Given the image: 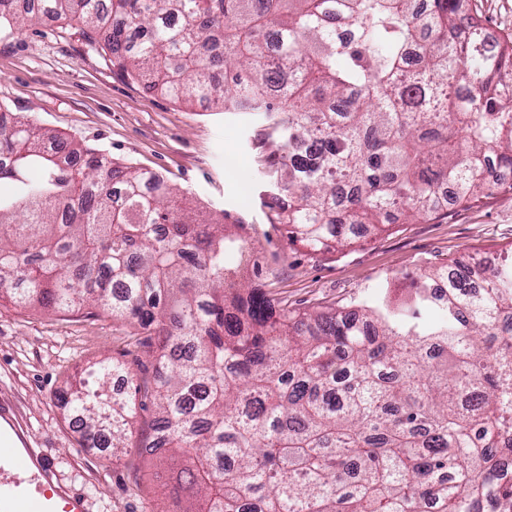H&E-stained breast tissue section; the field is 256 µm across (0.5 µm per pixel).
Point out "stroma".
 Listing matches in <instances>:
<instances>
[{
	"instance_id": "1",
	"label": "stroma",
	"mask_w": 512,
	"mask_h": 512,
	"mask_svg": "<svg viewBox=\"0 0 512 512\" xmlns=\"http://www.w3.org/2000/svg\"><path fill=\"white\" fill-rule=\"evenodd\" d=\"M466 12L493 37H512V0H465ZM0 105L32 114L51 133L162 174L189 207L237 231L253 247L269 294L293 308L337 305L374 294L405 272L512 248V190L441 219L395 222L350 247L313 255L271 223L257 169L270 150L265 122L247 113L181 104L124 76L108 53L86 50L76 25L45 21L0 38ZM143 334L107 316L52 313L0 304V397L15 401L39 452L89 512H163L168 490L146 454L153 410L139 412L124 453L87 447L60 395L88 364L105 357L141 362L152 377Z\"/></svg>"
}]
</instances>
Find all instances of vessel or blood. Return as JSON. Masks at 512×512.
I'll return each mask as SVG.
<instances>
[{"label":"vessel or blood","mask_w":512,"mask_h":512,"mask_svg":"<svg viewBox=\"0 0 512 512\" xmlns=\"http://www.w3.org/2000/svg\"><path fill=\"white\" fill-rule=\"evenodd\" d=\"M56 479L54 464L31 448L14 408L0 400V512H89L85 497Z\"/></svg>","instance_id":"obj_1"}]
</instances>
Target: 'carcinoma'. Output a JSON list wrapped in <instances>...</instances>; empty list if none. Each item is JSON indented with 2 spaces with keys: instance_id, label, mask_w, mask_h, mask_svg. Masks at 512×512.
Segmentation results:
<instances>
[{
  "instance_id": "1",
  "label": "carcinoma",
  "mask_w": 512,
  "mask_h": 512,
  "mask_svg": "<svg viewBox=\"0 0 512 512\" xmlns=\"http://www.w3.org/2000/svg\"><path fill=\"white\" fill-rule=\"evenodd\" d=\"M47 18L148 90L263 116L270 223L313 254L394 208L441 217L445 184L457 205L494 194L490 159L512 171V38L462 0H0L1 36ZM50 139L32 115L0 126V301L155 338L152 382L104 359L61 400L114 455L152 402L170 512H512V259L290 308L163 177L79 143L63 162Z\"/></svg>"
}]
</instances>
